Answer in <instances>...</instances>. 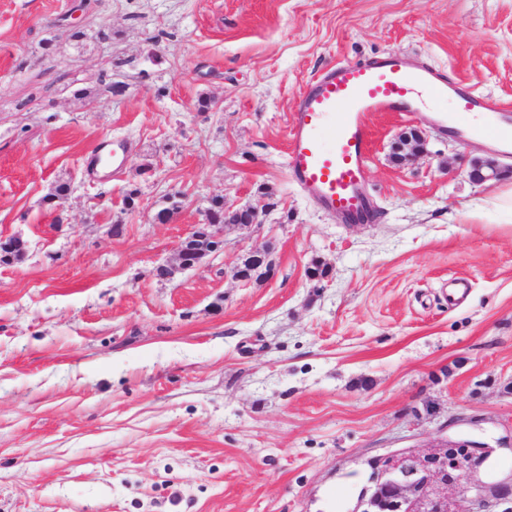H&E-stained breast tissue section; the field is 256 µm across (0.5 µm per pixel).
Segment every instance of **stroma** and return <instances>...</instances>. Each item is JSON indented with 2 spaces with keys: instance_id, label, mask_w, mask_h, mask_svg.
I'll return each instance as SVG.
<instances>
[{
  "instance_id": "stroma-1",
  "label": "stroma",
  "mask_w": 512,
  "mask_h": 512,
  "mask_svg": "<svg viewBox=\"0 0 512 512\" xmlns=\"http://www.w3.org/2000/svg\"><path fill=\"white\" fill-rule=\"evenodd\" d=\"M394 51L512 106V0H0V238L28 244L0 263V512H352L375 459L447 438L512 480V223L470 215L512 154L386 112L374 222L288 178L308 82ZM104 142L130 154L103 181ZM487 158L502 179L471 182ZM218 195L257 223L154 277ZM266 244L274 277L236 281Z\"/></svg>"
}]
</instances>
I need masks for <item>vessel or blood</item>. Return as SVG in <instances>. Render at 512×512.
I'll use <instances>...</instances> for the list:
<instances>
[{"mask_svg":"<svg viewBox=\"0 0 512 512\" xmlns=\"http://www.w3.org/2000/svg\"><path fill=\"white\" fill-rule=\"evenodd\" d=\"M433 103L431 118L448 130V101L462 111L480 112L479 135L501 147L512 146V131L502 126L511 113L470 86L449 81L433 66L409 70L397 53L360 63L339 62L324 69L302 92L290 114L286 168L292 183L314 196L332 214L360 219L372 206L365 190L375 112L415 115L422 96Z\"/></svg>","mask_w":512,"mask_h":512,"instance_id":"1","label":"vessel or blood"}]
</instances>
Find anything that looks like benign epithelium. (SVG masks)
Segmentation results:
<instances>
[{"label":"benign epithelium","instance_id":"benign-epithelium-1","mask_svg":"<svg viewBox=\"0 0 512 512\" xmlns=\"http://www.w3.org/2000/svg\"><path fill=\"white\" fill-rule=\"evenodd\" d=\"M423 134L418 141L407 140L398 146L409 161H414L423 149ZM501 170L493 161L472 167L469 179L482 184L497 180ZM221 224L211 223L204 214L201 223L193 225L176 249V264L166 266L168 277L176 272L196 268L223 248ZM270 249H255L249 257L266 276L274 275L269 258ZM492 452L490 446L475 441L442 443L427 452L412 449L397 451L374 462V487L359 504L361 512H482L494 502H512V484L489 491L471 482L470 468ZM454 489L457 496H448Z\"/></svg>","mask_w":512,"mask_h":512}]
</instances>
